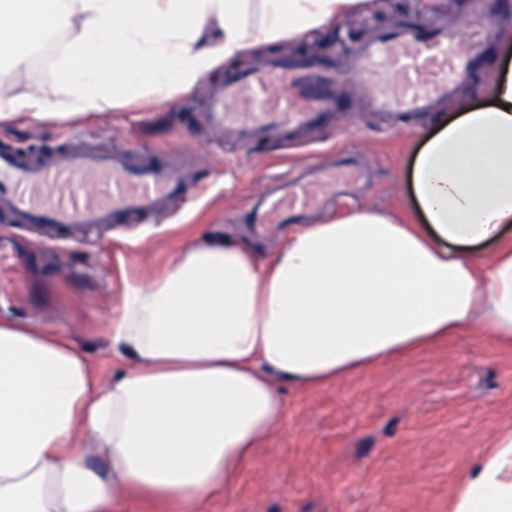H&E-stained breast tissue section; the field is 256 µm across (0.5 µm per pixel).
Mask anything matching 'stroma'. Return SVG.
<instances>
[{"label": "stroma", "instance_id": "stroma-1", "mask_svg": "<svg viewBox=\"0 0 512 512\" xmlns=\"http://www.w3.org/2000/svg\"><path fill=\"white\" fill-rule=\"evenodd\" d=\"M490 26L483 59L441 112L401 127L371 112H344L307 145L286 151L257 144L216 146L204 134L196 86L170 104L123 105L75 122L21 120L0 125V140L41 149L63 142L102 149H179L204 173L206 187L157 223L87 228L80 239L47 241L36 226L0 227L19 263L0 266V317L69 337L82 346L102 377L122 362L102 332L124 288L145 282L168 265L175 251L199 233L243 243L273 255L293 228L269 226L255 236L240 222L252 193L274 175L305 161L326 163L333 151L360 156L371 177L361 206L408 218L413 202L408 175L414 155L441 114L488 104L499 69L512 61L502 33L512 31V0ZM468 0H373L365 10L317 32L262 45L213 75L245 67L279 52L348 50L393 16L412 14L422 25L465 19ZM58 39L19 71H0V82L35 89L65 46ZM288 413L242 473L233 496L217 497L204 512H448V497L468 461L512 427V349L489 340L479 327L460 330L406 359L373 367L319 391L284 385Z\"/></svg>", "mask_w": 512, "mask_h": 512}]
</instances>
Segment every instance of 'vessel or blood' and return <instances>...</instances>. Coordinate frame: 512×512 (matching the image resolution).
Segmentation results:
<instances>
[{"label": "vessel or blood", "mask_w": 512, "mask_h": 512, "mask_svg": "<svg viewBox=\"0 0 512 512\" xmlns=\"http://www.w3.org/2000/svg\"><path fill=\"white\" fill-rule=\"evenodd\" d=\"M498 15V0H469L465 28H421L397 19L352 50L349 72L336 52L318 56L273 55L250 69L206 82L204 119L211 138L285 149L290 131L321 125L343 111L345 87L368 111L393 122L434 112L479 66L481 31ZM397 75L389 86L382 71ZM362 178L350 161L310 165L301 175H281L259 194L250 221L298 224L326 201L352 193ZM196 178L177 153L159 160L125 149L75 150L65 146L26 153L0 141V222L73 229L127 223L131 217H165L188 198Z\"/></svg>", "instance_id": "1"}]
</instances>
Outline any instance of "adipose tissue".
<instances>
[{"mask_svg":"<svg viewBox=\"0 0 512 512\" xmlns=\"http://www.w3.org/2000/svg\"><path fill=\"white\" fill-rule=\"evenodd\" d=\"M368 2L0 0L2 67L73 35L35 90L0 89V124L171 102L215 65ZM489 96L417 153L421 223L356 207L267 259L203 236L128 285L104 335L134 366L109 381L68 337L0 319V512H112L119 492L202 512L280 429L281 383L317 390L474 323L512 347V66ZM448 512H512V429L469 462Z\"/></svg>","mask_w":512,"mask_h":512,"instance_id":"adipose-tissue-1","label":"adipose tissue"}]
</instances>
